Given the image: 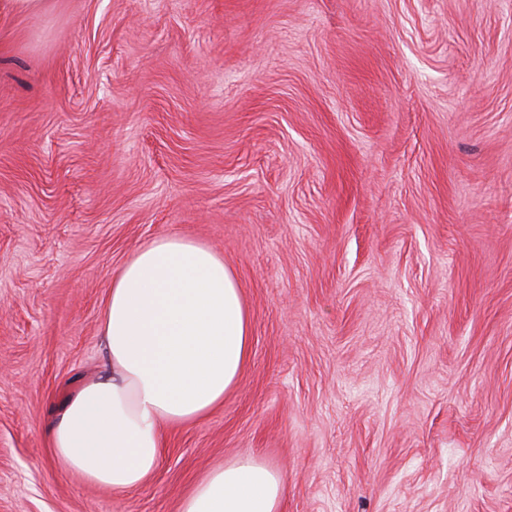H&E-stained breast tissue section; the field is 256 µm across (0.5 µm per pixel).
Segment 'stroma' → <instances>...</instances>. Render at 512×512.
I'll use <instances>...</instances> for the list:
<instances>
[{"label": "stroma", "instance_id": "stroma-1", "mask_svg": "<svg viewBox=\"0 0 512 512\" xmlns=\"http://www.w3.org/2000/svg\"><path fill=\"white\" fill-rule=\"evenodd\" d=\"M165 235L236 273L238 384L116 492L47 430L111 276ZM512 512V0H46L0 26V512ZM284 491L279 470L257 457H242L197 482L179 512H280Z\"/></svg>", "mask_w": 512, "mask_h": 512}]
</instances>
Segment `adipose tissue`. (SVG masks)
<instances>
[{
  "mask_svg": "<svg viewBox=\"0 0 512 512\" xmlns=\"http://www.w3.org/2000/svg\"><path fill=\"white\" fill-rule=\"evenodd\" d=\"M103 368L86 378L49 432L53 460L123 492L155 474L166 428L224 402L248 359L251 318L222 256L188 237L139 246L112 276L100 322ZM282 473L259 458L210 472L180 512H280Z\"/></svg>",
  "mask_w": 512,
  "mask_h": 512,
  "instance_id": "adipose-tissue-1",
  "label": "adipose tissue"
}]
</instances>
